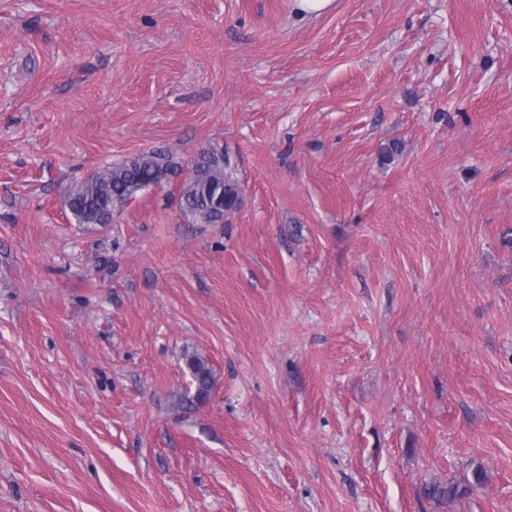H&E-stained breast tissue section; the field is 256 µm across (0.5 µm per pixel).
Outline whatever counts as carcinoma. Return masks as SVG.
Listing matches in <instances>:
<instances>
[{
	"label": "carcinoma",
	"instance_id": "cac0c4a2",
	"mask_svg": "<svg viewBox=\"0 0 512 512\" xmlns=\"http://www.w3.org/2000/svg\"><path fill=\"white\" fill-rule=\"evenodd\" d=\"M181 172L184 177L179 186V208L197 224L216 222L213 199L219 191H224V200L229 204L237 199L235 166L223 148L213 146L201 151L185 166L158 150L144 151L134 159L107 165L75 184L65 204L77 224H109L113 209L133 200L145 190L146 182ZM185 364L192 378L193 394L180 400V404L184 407L202 404L214 389L213 369L197 354L185 356Z\"/></svg>",
	"mask_w": 512,
	"mask_h": 512
}]
</instances>
